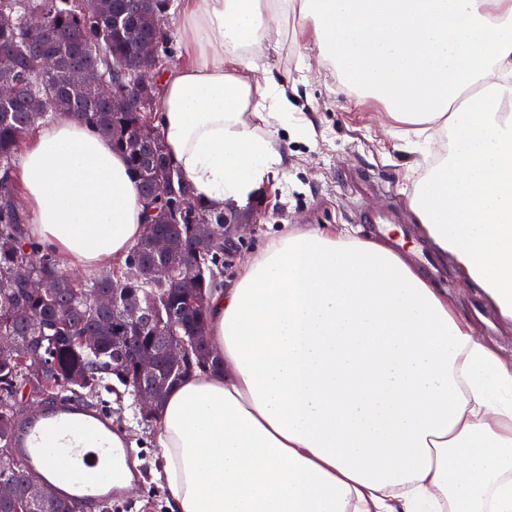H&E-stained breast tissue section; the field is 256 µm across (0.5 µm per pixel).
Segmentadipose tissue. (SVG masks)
I'll return each instance as SVG.
<instances>
[{"instance_id":"obj_1","label":"adipose tissue","mask_w":512,"mask_h":512,"mask_svg":"<svg viewBox=\"0 0 512 512\" xmlns=\"http://www.w3.org/2000/svg\"><path fill=\"white\" fill-rule=\"evenodd\" d=\"M180 17L198 60L166 79L156 122L201 198L247 205L284 169L294 105L281 77L255 78L254 53L295 21L318 64L395 122L449 119L411 206L512 321V0H183ZM19 179L29 237L62 267L121 260L144 233L125 158L78 118L37 129ZM208 335L223 371L160 409L170 512H512V360L387 242L273 238L212 292Z\"/></svg>"}]
</instances>
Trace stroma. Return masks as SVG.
<instances>
[{"mask_svg":"<svg viewBox=\"0 0 512 512\" xmlns=\"http://www.w3.org/2000/svg\"><path fill=\"white\" fill-rule=\"evenodd\" d=\"M311 46L310 32L292 23L278 50L255 58L259 68L296 85L299 95L293 119L279 133L284 170L267 182L260 198L234 210L236 221L252 230L235 239V262L225 270V281L237 274L238 261L290 227L359 228L364 215L392 204L404 215L408 237L423 234L410 201L449 131L435 124L424 138L407 133L390 120L384 103L355 97L321 68ZM101 407L113 426L128 432L135 444L131 457L142 473L132 490L113 499L112 512H168L166 494L154 481L161 462L154 428L136 423L128 402L115 395H102Z\"/></svg>","mask_w":512,"mask_h":512,"instance_id":"35a3bbf8","label":"stroma"}]
</instances>
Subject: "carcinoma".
I'll return each mask as SVG.
<instances>
[{
  "label": "carcinoma",
  "mask_w": 512,
  "mask_h": 512,
  "mask_svg": "<svg viewBox=\"0 0 512 512\" xmlns=\"http://www.w3.org/2000/svg\"><path fill=\"white\" fill-rule=\"evenodd\" d=\"M169 0H105L96 13H84L74 0H0V11L13 24L0 27V77L14 83L13 95L0 100V337L12 349L0 353V481L18 489L10 501H0V512H72L78 500H63L53 484L25 467L11 450L12 428L19 416L17 395L24 389L46 400L56 395L84 401L108 391L137 401L135 360L144 353L161 355L165 343L176 338L192 344L206 324L207 305L191 303L188 289L172 288L146 277L133 282L119 280L134 261L146 268L170 265L176 278L193 288L211 289L223 283L224 249L196 250L197 226L224 223V211L204 202L174 164L164 137H136L147 113L144 101L155 97L157 87L130 86V73L138 66L142 48L151 44L156 56L166 52L169 41L164 17ZM103 53H98V50ZM43 53L54 55L58 67L45 72L39 64ZM115 81L130 88L121 106L95 93L99 80ZM73 114L84 120L123 154L142 193L160 187L154 206L161 230L172 251L155 254L139 239L117 268L92 277L65 274L54 252L34 249L28 239V222L16 201L13 160L23 139L44 121L46 113ZM25 264L30 277L49 281L54 288L35 292L17 276ZM124 289L156 315V327H134L120 312L96 309L93 299ZM76 336H95L92 346L74 341ZM42 358L40 375L31 373L26 356ZM173 372L162 395L183 378L199 370L194 359ZM38 482L51 491L41 503L25 498L24 487Z\"/></svg>",
  "instance_id": "1"
}]
</instances>
